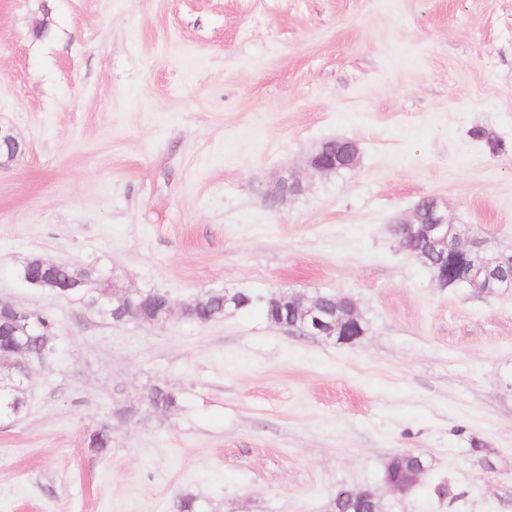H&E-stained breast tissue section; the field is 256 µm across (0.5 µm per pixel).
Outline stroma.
<instances>
[{
  "mask_svg": "<svg viewBox=\"0 0 512 512\" xmlns=\"http://www.w3.org/2000/svg\"><path fill=\"white\" fill-rule=\"evenodd\" d=\"M0 126L25 145L0 167V296L51 314L59 350L0 422V512H177L186 495L332 512L402 451L448 493L393 512H512V293L438 287L389 231L432 196L512 250V0H0ZM336 137L357 166L316 176ZM288 170L303 190L270 206ZM34 256L178 303L345 294L367 330L335 345L257 312L115 325L26 285ZM155 382L179 409L143 403ZM143 402L153 411L168 413L181 406L182 396L166 383H154L147 388Z\"/></svg>",
  "mask_w": 512,
  "mask_h": 512,
  "instance_id": "obj_1",
  "label": "stroma"
}]
</instances>
